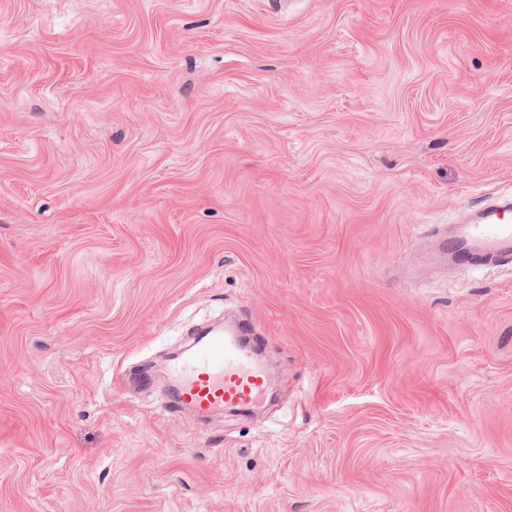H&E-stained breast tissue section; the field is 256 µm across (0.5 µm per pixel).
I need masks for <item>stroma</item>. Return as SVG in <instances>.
I'll return each mask as SVG.
<instances>
[{
  "mask_svg": "<svg viewBox=\"0 0 512 512\" xmlns=\"http://www.w3.org/2000/svg\"><path fill=\"white\" fill-rule=\"evenodd\" d=\"M491 193L512 0H0V512H512ZM240 312L278 393L199 428ZM512 196L498 198L464 214L439 240L448 259L458 266L512 261ZM252 326L240 320L233 336H199L169 368L174 398L171 405L202 416L224 408L244 410L259 404L268 388V376L255 352L241 344Z\"/></svg>",
  "mask_w": 512,
  "mask_h": 512,
  "instance_id": "stroma-1",
  "label": "stroma"
}]
</instances>
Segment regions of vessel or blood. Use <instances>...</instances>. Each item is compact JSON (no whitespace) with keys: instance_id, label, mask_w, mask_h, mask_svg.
<instances>
[{"instance_id":"obj_1","label":"vessel or blood","mask_w":512,"mask_h":512,"mask_svg":"<svg viewBox=\"0 0 512 512\" xmlns=\"http://www.w3.org/2000/svg\"><path fill=\"white\" fill-rule=\"evenodd\" d=\"M440 246L459 266L512 261V196L499 198L464 214ZM252 326L240 321L236 335L199 337L170 365L172 407L208 416L224 409L244 410L259 404L268 376L255 353L241 344Z\"/></svg>"}]
</instances>
